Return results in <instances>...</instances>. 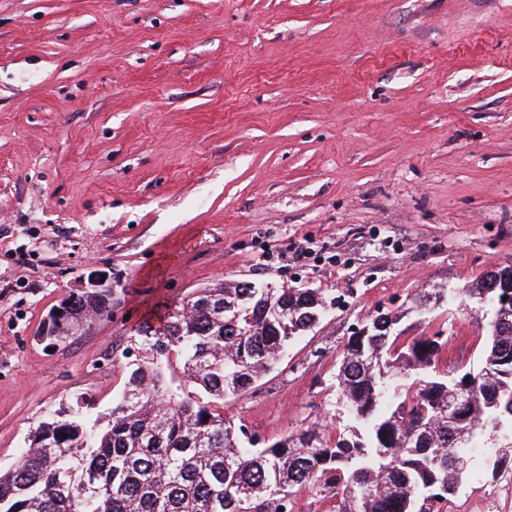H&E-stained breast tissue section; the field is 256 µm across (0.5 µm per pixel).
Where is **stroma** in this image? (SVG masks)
<instances>
[{"label": "stroma", "mask_w": 512, "mask_h": 512, "mask_svg": "<svg viewBox=\"0 0 512 512\" xmlns=\"http://www.w3.org/2000/svg\"><path fill=\"white\" fill-rule=\"evenodd\" d=\"M512 266V0H0V471L61 410L110 415L130 328L225 282L330 305L224 402L259 446L345 427L336 370L376 309L475 371L491 312L409 308ZM105 276L65 344L52 309ZM448 512H512L470 449Z\"/></svg>", "instance_id": "35a3bbf8"}]
</instances>
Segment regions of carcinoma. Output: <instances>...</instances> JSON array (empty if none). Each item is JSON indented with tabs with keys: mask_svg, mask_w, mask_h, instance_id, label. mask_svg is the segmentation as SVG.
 Returning <instances> with one entry per match:
<instances>
[{
	"mask_svg": "<svg viewBox=\"0 0 512 512\" xmlns=\"http://www.w3.org/2000/svg\"><path fill=\"white\" fill-rule=\"evenodd\" d=\"M512 267L471 288L423 290L424 310L460 296L493 308L482 363L458 377L439 370L445 342H399V316L376 312L350 336L336 389L354 425L329 443L314 428L264 448L217 403L253 387L288 345L312 330L326 303L312 288L220 283L183 297L160 324L130 329L139 363L101 429L60 411L31 431L16 465L0 471V512H295L298 493L323 482L332 512H447L467 471L463 453L484 433L499 446L492 475L512 456V302L500 285ZM77 320L106 299L64 298ZM179 368L203 402L176 393Z\"/></svg>",
	"mask_w": 512,
	"mask_h": 512,
	"instance_id": "obj_1",
	"label": "carcinoma"
}]
</instances>
